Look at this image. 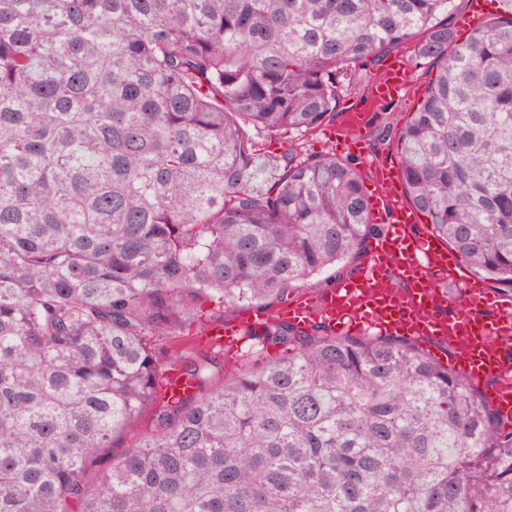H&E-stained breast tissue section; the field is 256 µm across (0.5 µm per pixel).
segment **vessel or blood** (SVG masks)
<instances>
[{"label":"vessel or blood","mask_w":512,"mask_h":512,"mask_svg":"<svg viewBox=\"0 0 512 512\" xmlns=\"http://www.w3.org/2000/svg\"><path fill=\"white\" fill-rule=\"evenodd\" d=\"M406 84L405 62L391 59L374 83L375 96L399 95ZM348 120L341 131L343 147L363 150L360 113H349ZM370 183V220L384 231L367 263L336 289L284 306L280 318L300 327L314 320L357 332L370 326L384 335L447 344L453 365L472 382L491 380L485 400L503 420L512 421V363L504 355L506 341L512 340V297L495 294L479 281H461L463 298L450 303L446 284L460 281L454 257L432 236L414 232L420 218L403 200L397 168H376ZM242 330L239 323L211 327L200 340L233 354Z\"/></svg>","instance_id":"obj_1"}]
</instances>
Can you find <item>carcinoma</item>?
<instances>
[{
    "mask_svg": "<svg viewBox=\"0 0 512 512\" xmlns=\"http://www.w3.org/2000/svg\"><path fill=\"white\" fill-rule=\"evenodd\" d=\"M494 2L461 42L458 0H0V512H512V423L475 383L274 310L382 226L354 159L272 140L415 37L435 76L378 137L432 234L512 294ZM242 302L266 319L233 370L173 348ZM169 371L190 391L163 396Z\"/></svg>",
    "mask_w": 512,
    "mask_h": 512,
    "instance_id": "cac0c4a2",
    "label": "carcinoma"
}]
</instances>
